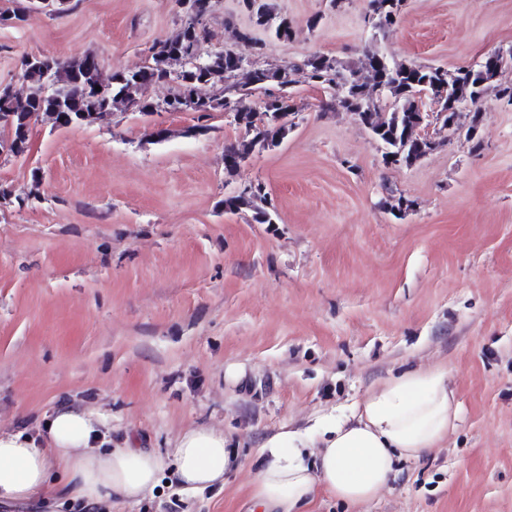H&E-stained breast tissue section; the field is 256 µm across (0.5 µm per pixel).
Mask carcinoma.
Masks as SVG:
<instances>
[{"label": "carcinoma", "instance_id": "carcinoma-1", "mask_svg": "<svg viewBox=\"0 0 512 512\" xmlns=\"http://www.w3.org/2000/svg\"><path fill=\"white\" fill-rule=\"evenodd\" d=\"M199 2L201 19L184 23L173 37L156 40L140 69L116 71L106 82L101 78L99 59L91 53L68 62L50 56L26 58L22 80L30 91L0 90V115L10 118V125L0 123V149L14 156L25 154L32 126L43 118L59 124L64 109L76 114V126L105 120L119 104L150 115L158 106L138 96L141 88L172 83L173 91L163 101V109L193 92L196 99L186 103L185 111L197 114V120L224 110L244 128L246 140L224 147V171L234 174L254 152L275 147L288 136L292 125L281 113L293 111L288 95L293 83L290 74L301 70L310 83L329 90L324 107L352 112L359 118L382 147L384 164L411 166L439 146L438 140L429 141L416 132L420 121L428 117L427 102L441 99L435 120L443 127L453 124L458 128L460 115L471 113L466 139L475 150L480 148L476 134L485 98L492 94L512 104V83L499 81L503 71L512 66V52L502 65L485 58L454 71L397 62L377 51L368 53L358 68L320 54L298 63L263 64L266 43L255 40L253 29L286 39L293 29L287 15L276 11L269 0H242L252 27L240 31L238 38L255 45L254 58L246 59L230 49H204L207 33L203 32L202 17L209 13L211 0ZM402 2L396 0L393 5L391 0H369L365 16L369 27L378 35L384 34L401 18ZM97 86L101 90H95ZM257 93L264 94L258 106L251 101ZM247 188L250 193L245 196L237 193L224 197V210L246 208L253 212L256 223H273L263 186L249 184Z\"/></svg>", "mask_w": 512, "mask_h": 512}]
</instances>
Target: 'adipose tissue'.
<instances>
[{
    "label": "adipose tissue",
    "mask_w": 512,
    "mask_h": 512,
    "mask_svg": "<svg viewBox=\"0 0 512 512\" xmlns=\"http://www.w3.org/2000/svg\"><path fill=\"white\" fill-rule=\"evenodd\" d=\"M458 411L445 370L404 372L375 388L359 412L270 439L252 487L255 503L262 512H295L321 490L350 504L369 503L399 460L418 459L445 441ZM174 460L190 491L222 481L236 464L223 430L213 427L183 432ZM161 466L153 450L113 446L103 416L63 403L36 435L0 431V506L48 492L81 503L85 512H112L113 498L136 501L151 493Z\"/></svg>",
    "instance_id": "obj_1"
}]
</instances>
